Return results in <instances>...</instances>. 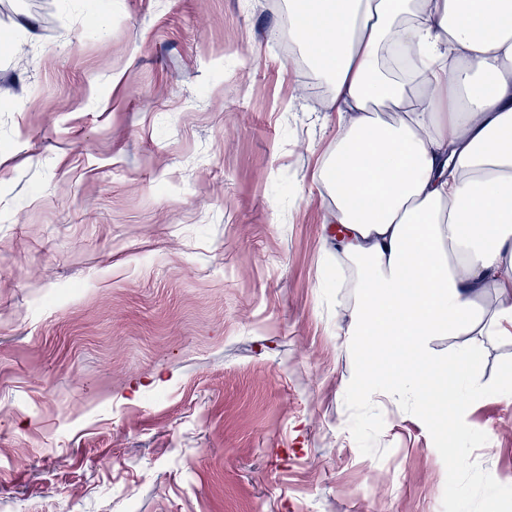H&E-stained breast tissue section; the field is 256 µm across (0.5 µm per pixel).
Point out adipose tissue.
I'll use <instances>...</instances> for the list:
<instances>
[{
    "label": "adipose tissue",
    "mask_w": 512,
    "mask_h": 512,
    "mask_svg": "<svg viewBox=\"0 0 512 512\" xmlns=\"http://www.w3.org/2000/svg\"><path fill=\"white\" fill-rule=\"evenodd\" d=\"M288 39L307 47L341 114L318 176L336 256L359 300L344 346L358 397L422 385L434 407L468 391L480 347L512 338V0H290ZM401 49L410 69L387 55Z\"/></svg>",
    "instance_id": "obj_1"
}]
</instances>
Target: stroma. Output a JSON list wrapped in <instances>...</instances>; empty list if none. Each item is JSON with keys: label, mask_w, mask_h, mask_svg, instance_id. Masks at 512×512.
Masks as SVG:
<instances>
[{"label": "stroma", "mask_w": 512, "mask_h": 512, "mask_svg": "<svg viewBox=\"0 0 512 512\" xmlns=\"http://www.w3.org/2000/svg\"><path fill=\"white\" fill-rule=\"evenodd\" d=\"M287 15L0 0V512H512V339L462 429L350 395L337 112Z\"/></svg>", "instance_id": "1"}]
</instances>
